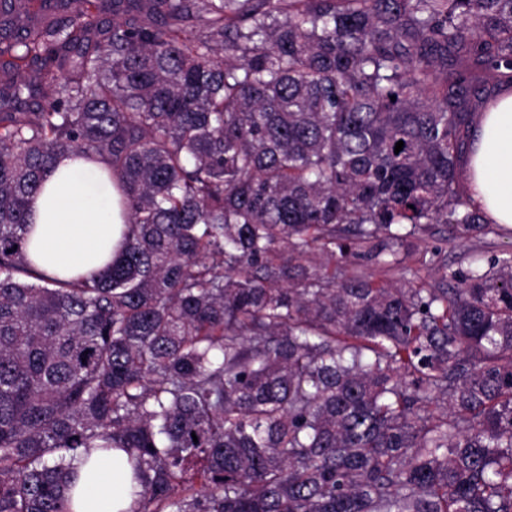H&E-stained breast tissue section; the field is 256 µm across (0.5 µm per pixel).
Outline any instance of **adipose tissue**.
Segmentation results:
<instances>
[{
    "label": "adipose tissue",
    "instance_id": "1",
    "mask_svg": "<svg viewBox=\"0 0 512 512\" xmlns=\"http://www.w3.org/2000/svg\"><path fill=\"white\" fill-rule=\"evenodd\" d=\"M466 191L490 223L512 229V90L504 89L479 115L466 158ZM94 155L63 159L47 172L30 202L27 255L39 270L61 279L92 276L120 247L124 220L119 196L104 181ZM71 491L73 512H131V469L124 453L78 454Z\"/></svg>",
    "mask_w": 512,
    "mask_h": 512
}]
</instances>
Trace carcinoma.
<instances>
[{
	"label": "carcinoma",
	"instance_id": "cac0c4a2",
	"mask_svg": "<svg viewBox=\"0 0 512 512\" xmlns=\"http://www.w3.org/2000/svg\"><path fill=\"white\" fill-rule=\"evenodd\" d=\"M29 2L0 0V512H71L81 448L129 455L133 512H512V258L348 269L488 229L462 159L512 0ZM75 153L126 230L63 280L27 215Z\"/></svg>",
	"mask_w": 512,
	"mask_h": 512
}]
</instances>
